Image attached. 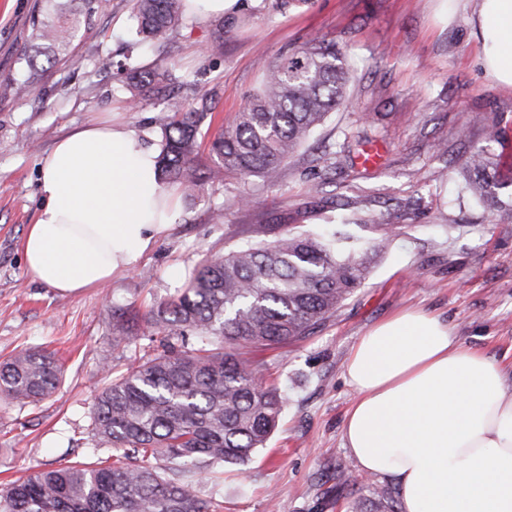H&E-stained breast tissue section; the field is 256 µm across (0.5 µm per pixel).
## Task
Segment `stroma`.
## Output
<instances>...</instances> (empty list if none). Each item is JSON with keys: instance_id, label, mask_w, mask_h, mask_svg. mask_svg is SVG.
Here are the masks:
<instances>
[{"instance_id": "35a3bbf8", "label": "stroma", "mask_w": 512, "mask_h": 512, "mask_svg": "<svg viewBox=\"0 0 512 512\" xmlns=\"http://www.w3.org/2000/svg\"><path fill=\"white\" fill-rule=\"evenodd\" d=\"M35 2L0 0V82L17 70ZM129 32L128 0H112L36 91L0 97V361L41 349L55 353L63 371L58 389L42 400L21 405L0 397V484L44 467L97 461L89 429L94 396L107 385V371H126L155 349L149 339L122 336L124 311L146 314L183 288L204 258L234 249L244 236L273 240L328 223L336 217L331 201L377 213L385 202L408 200L389 253L315 334L283 349L243 348L286 403L265 448L199 485L213 512H348L368 488L394 492L389 480L362 476L342 446L353 400L344 363L374 325L419 309L448 321L461 343L505 366L512 379V223L492 222L457 177L492 125L503 130L493 153L512 164V91L485 75L467 17L452 0H312L285 12L242 0L228 15L189 19L139 61L147 66L168 52L178 79L214 92L201 144L258 86L261 60L312 38L335 41L345 54L353 105L329 114L311 149L288 160L278 185L229 174L198 197H180L177 222L129 269L101 287L62 294L30 279L22 251L42 205L45 157L72 129L107 116L152 144L162 138L157 93L145 88L131 98L118 69ZM100 55L109 66L97 63ZM359 131L378 149L377 165L346 158L343 145ZM325 149L336 154V176L315 192L313 172ZM244 190L250 203L241 207ZM340 472L347 484H337Z\"/></svg>"}]
</instances>
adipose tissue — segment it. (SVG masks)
<instances>
[{
  "label": "adipose tissue",
  "instance_id": "ef3b65f1",
  "mask_svg": "<svg viewBox=\"0 0 512 512\" xmlns=\"http://www.w3.org/2000/svg\"><path fill=\"white\" fill-rule=\"evenodd\" d=\"M480 42L485 73L512 89V0H457ZM155 146L99 120L53 146L43 206L23 254L32 281L64 294L99 287L132 266L174 224ZM355 394L343 446L366 476L390 480L400 512H512V395L503 368L459 342L446 322L408 309L353 345Z\"/></svg>",
  "mask_w": 512,
  "mask_h": 512
}]
</instances>
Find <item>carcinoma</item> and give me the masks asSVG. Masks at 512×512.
Returning a JSON list of instances; mask_svg holds the SVG:
<instances>
[{"mask_svg":"<svg viewBox=\"0 0 512 512\" xmlns=\"http://www.w3.org/2000/svg\"><path fill=\"white\" fill-rule=\"evenodd\" d=\"M30 16L32 44L6 88L29 93L76 34L94 26L110 0H42ZM130 30L141 43H162L183 24V0H129ZM159 54L132 67L129 84L172 80ZM263 79L210 141L211 164L199 168L200 128L212 97L169 102L156 118L162 132V180L190 195L226 174L276 184L282 168L327 115L351 100V74L336 45L314 38L271 61ZM464 190L494 221L512 220V176L484 145L473 148ZM399 236L393 213L342 212L339 223L290 231L265 243L243 240L205 259L176 296L150 311L149 335L162 352L109 383L92 403L96 448L116 453L109 467L92 464L40 470L0 487V512H209L198 484L224 463H245L266 446L283 408L240 345L285 347L313 335L369 278ZM54 355L24 350L0 362V395L19 404L52 394L61 379Z\"/></svg>","mask_w":512,"mask_h":512,"instance_id":"1","label":"carcinoma"}]
</instances>
